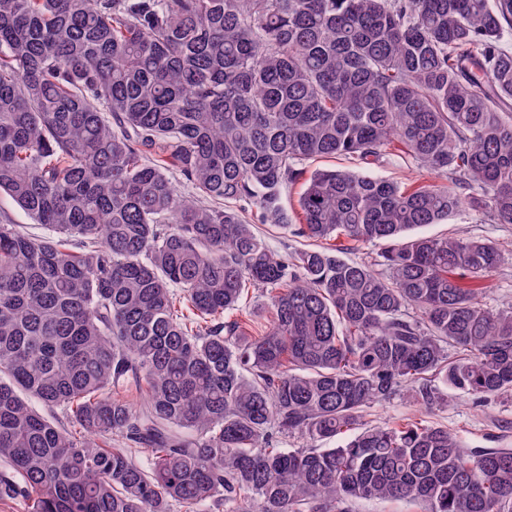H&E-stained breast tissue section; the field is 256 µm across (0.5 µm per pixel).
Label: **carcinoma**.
<instances>
[{
	"instance_id": "cac0c4a2",
	"label": "carcinoma",
	"mask_w": 512,
	"mask_h": 512,
	"mask_svg": "<svg viewBox=\"0 0 512 512\" xmlns=\"http://www.w3.org/2000/svg\"><path fill=\"white\" fill-rule=\"evenodd\" d=\"M507 32L512 0H0V193L52 231L0 223V500L512 512V448L364 419L437 380L512 392V310L464 284L500 249L421 232L512 224ZM395 144L442 181L362 171ZM332 157L355 167L307 172ZM302 179L315 245L285 257L234 203L289 228ZM247 304V308L252 312L253 322L251 323V327L249 328V333L252 335H256V333L267 324L269 319V314L265 308V303L267 302V298L265 294L254 288L249 289L248 296L245 300ZM353 512H419L418 507L404 501L382 502L363 500L353 506Z\"/></svg>"
}]
</instances>
